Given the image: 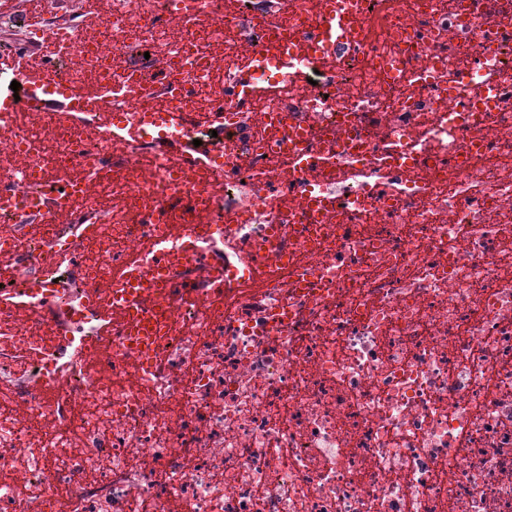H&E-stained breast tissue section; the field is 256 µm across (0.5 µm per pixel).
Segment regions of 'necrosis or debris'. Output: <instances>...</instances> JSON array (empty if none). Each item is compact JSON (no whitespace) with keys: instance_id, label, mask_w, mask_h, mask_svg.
Instances as JSON below:
<instances>
[{"instance_id":"1","label":"necrosis or debris","mask_w":512,"mask_h":512,"mask_svg":"<svg viewBox=\"0 0 512 512\" xmlns=\"http://www.w3.org/2000/svg\"><path fill=\"white\" fill-rule=\"evenodd\" d=\"M360 11L357 47L268 64L220 139L204 62L222 48L231 84L239 42L265 53L254 0H112L91 32L16 19L59 45L39 82L0 72L20 96L139 83L93 134L0 111V185L84 189L35 221L0 209V512H512V0ZM293 129L332 161L307 177L335 199L322 224L273 143ZM169 142L196 147L199 182ZM173 211L170 247L220 252L224 285L163 295L143 358L101 291Z\"/></svg>"}]
</instances>
